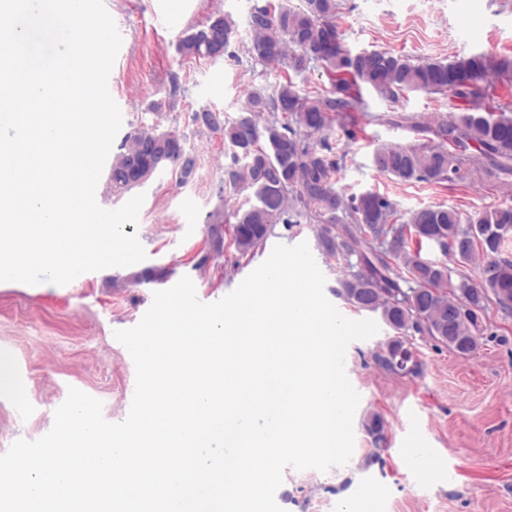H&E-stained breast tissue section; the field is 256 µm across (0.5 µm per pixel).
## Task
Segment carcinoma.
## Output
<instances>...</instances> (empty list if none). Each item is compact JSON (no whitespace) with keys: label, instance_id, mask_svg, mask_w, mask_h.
Wrapping results in <instances>:
<instances>
[{"label":"carcinoma","instance_id":"cac0c4a2","mask_svg":"<svg viewBox=\"0 0 512 512\" xmlns=\"http://www.w3.org/2000/svg\"><path fill=\"white\" fill-rule=\"evenodd\" d=\"M339 0H302L296 8L279 0L257 6L250 14L248 54L263 65H282L295 75L321 64L336 75L332 95L302 94L288 76L272 95L247 97L240 115L229 120L206 111L199 119L224 139L232 165L229 185L251 191L255 203L236 207L231 217L237 251L258 249L277 224L313 225L318 247L344 262L336 295L359 310L380 315L395 335L375 354L376 364L405 372L415 356L407 337L418 334L460 355L474 353L492 304L512 310V259L502 254L512 237V206L487 210L476 217L454 207L430 206L403 219L386 197L372 192L347 196L336 188L344 157L331 137L336 117L360 110L353 88L366 85L381 96L397 99L422 91L457 103L449 116L438 113L417 120L393 113L385 122L407 124L415 134L409 146L385 143L372 154L377 173L401 182L454 183L472 166L502 184L512 177V115L486 102L490 74L512 79V58L472 54L452 60L414 63L401 55L346 48L335 18ZM218 30L230 46L236 23L228 13L210 16L190 30L176 49L186 59H206L210 31ZM477 154H472L471 149ZM170 169L195 165L186 141L175 131L141 127L124 137L108 169L112 192L134 188L138 176L157 172L159 157ZM434 243L458 269L427 260L410 241ZM474 266L475 275L463 272ZM376 443L386 441V422L377 412L364 419Z\"/></svg>","mask_w":512,"mask_h":512}]
</instances>
